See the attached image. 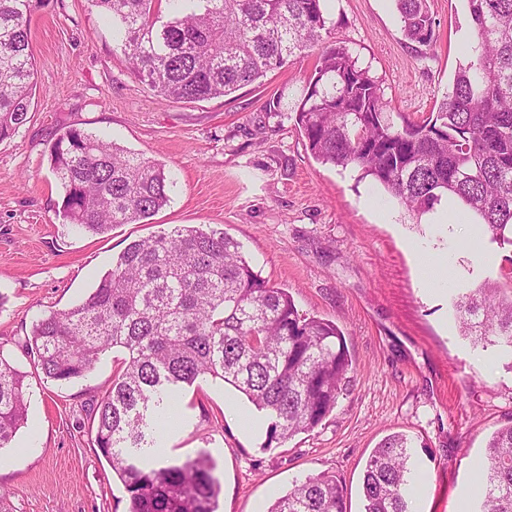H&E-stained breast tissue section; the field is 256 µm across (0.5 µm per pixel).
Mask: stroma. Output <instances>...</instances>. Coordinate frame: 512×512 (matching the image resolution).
Returning a JSON list of instances; mask_svg holds the SVG:
<instances>
[{
    "mask_svg": "<svg viewBox=\"0 0 512 512\" xmlns=\"http://www.w3.org/2000/svg\"><path fill=\"white\" fill-rule=\"evenodd\" d=\"M433 43L407 40L393 0H326L328 42L349 48L378 81L388 111L419 120L442 102L469 58L464 0H429ZM37 92L27 123L0 140V352L29 374L28 416L0 450V512H127L123 484L93 444L92 409L112 360L66 386L36 373L26 349L36 317L86 298L134 239L174 224L224 230L263 279L288 290L299 313L344 333L348 392L313 431L282 446L244 424L251 406L233 388H186L180 424L157 458L215 460L219 512L270 507L293 481L328 472L347 512H362L365 463L388 434L415 440L427 492L415 512H475V479L491 434L512 423V355L460 333L454 303L512 271V251L478 236L475 217L448 199L453 219L407 211L353 169L317 161L291 116L317 51L292 57L262 82L195 103L160 100L128 70L111 22L91 0H42L32 13ZM108 136L169 167L176 185L146 224L102 236L62 220L48 150L66 128ZM439 257L446 281L421 263Z\"/></svg>",
    "mask_w": 512,
    "mask_h": 512,
    "instance_id": "obj_1",
    "label": "stroma"
}]
</instances>
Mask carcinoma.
Here are the masks:
<instances>
[{"mask_svg":"<svg viewBox=\"0 0 512 512\" xmlns=\"http://www.w3.org/2000/svg\"><path fill=\"white\" fill-rule=\"evenodd\" d=\"M33 0H0V139L27 122L36 95ZM112 19L132 73L168 102L226 97L320 48L296 110L313 157L351 167L407 210L457 198L489 241L512 247V0H466L471 60L437 111L396 123L378 82L349 50L328 44L325 0H92ZM404 35L434 41L428 0H394ZM61 213L79 232L142 224L170 201L166 164L70 127L51 145ZM475 345L512 353V287L487 280L456 303ZM27 350L44 378L90 375L117 354L96 403L95 444L122 482L128 512H217L215 462L202 451L156 460L177 426L184 387L220 380L266 421V442L310 432L346 394L352 359L343 332L299 314L287 290L251 267L241 244L211 227L178 224L131 241L84 300L33 321ZM25 371L0 351V449L27 420ZM413 441L387 436L367 460L364 512H409L405 473ZM477 512H512V423L486 446ZM269 512H346L336 476L295 483Z\"/></svg>","mask_w":512,"mask_h":512,"instance_id":"cac0c4a2","label":"carcinoma"}]
</instances>
